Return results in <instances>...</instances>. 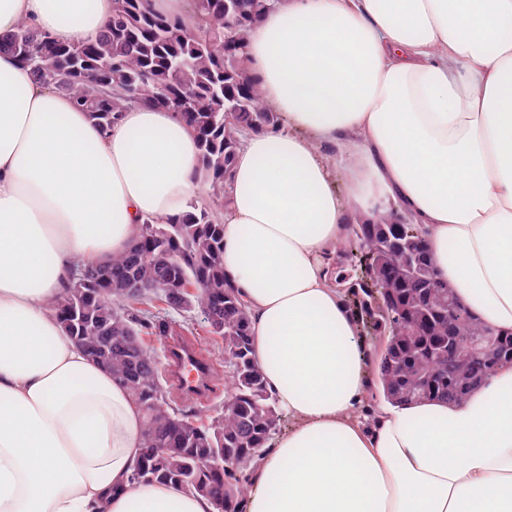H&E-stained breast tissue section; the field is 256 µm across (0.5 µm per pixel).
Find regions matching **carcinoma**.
I'll list each match as a JSON object with an SVG mask.
<instances>
[{
	"instance_id": "cac0c4a2",
	"label": "carcinoma",
	"mask_w": 512,
	"mask_h": 512,
	"mask_svg": "<svg viewBox=\"0 0 512 512\" xmlns=\"http://www.w3.org/2000/svg\"><path fill=\"white\" fill-rule=\"evenodd\" d=\"M267 0H189L185 15L155 12L148 0H112V20L94 40L61 44L25 23L0 35V52L30 68L34 81L70 95L108 130L130 105L168 108L183 116L200 147L207 201L187 220L148 218L89 284L67 288L56 307L65 330L123 383L144 412L143 452L133 482H163L208 497L214 512H243L250 469L282 423L276 398L251 355L249 315L224 277L220 212L233 197L231 169L241 137L275 130L259 81L247 74L245 48ZM335 285L355 312L361 335L383 342L375 394L395 404L464 400L512 363V334L503 335L468 309L448 314L455 288L433 264L418 226L386 209L374 221L359 212L328 257ZM165 279L141 297L127 277ZM205 312L206 333L224 343V407L213 414L183 409L163 379L148 336H164L172 312ZM134 348L117 344L130 333ZM213 452L218 468L203 464Z\"/></svg>"
}]
</instances>
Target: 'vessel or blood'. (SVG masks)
Instances as JSON below:
<instances>
[{"instance_id": "obj_1", "label": "vessel or blood", "mask_w": 512, "mask_h": 512, "mask_svg": "<svg viewBox=\"0 0 512 512\" xmlns=\"http://www.w3.org/2000/svg\"><path fill=\"white\" fill-rule=\"evenodd\" d=\"M164 374L184 396L204 397L212 387V363L192 338L169 336L163 342Z\"/></svg>"}]
</instances>
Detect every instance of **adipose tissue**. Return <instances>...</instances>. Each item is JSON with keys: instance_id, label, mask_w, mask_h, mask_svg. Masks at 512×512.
I'll use <instances>...</instances> for the list:
<instances>
[{"instance_id": "ef3b65f1", "label": "adipose tissue", "mask_w": 512, "mask_h": 512, "mask_svg": "<svg viewBox=\"0 0 512 512\" xmlns=\"http://www.w3.org/2000/svg\"><path fill=\"white\" fill-rule=\"evenodd\" d=\"M111 17L112 0H0V34L92 40ZM247 54L280 127L237 151L224 272L286 425L244 512H512V365L463 401L365 416L374 372L325 260L391 196L460 302L512 332V0H283ZM333 148L361 160L344 196ZM199 163L174 112L133 105L101 131L0 53V512H214L131 483L142 411L55 314L145 219L186 218Z\"/></svg>"}]
</instances>
